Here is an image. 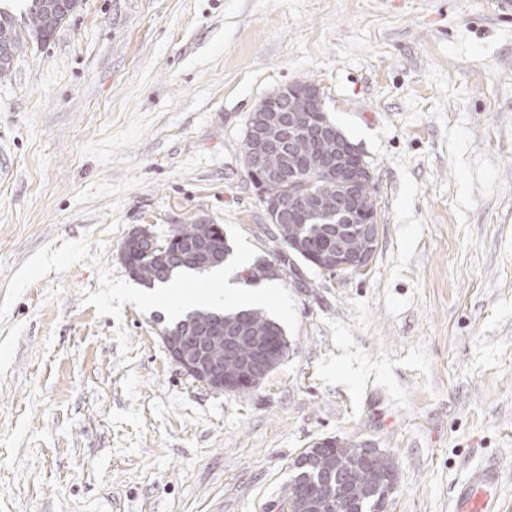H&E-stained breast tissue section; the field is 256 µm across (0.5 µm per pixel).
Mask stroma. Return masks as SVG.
Masks as SVG:
<instances>
[{"label":"stroma","instance_id":"obj_1","mask_svg":"<svg viewBox=\"0 0 512 512\" xmlns=\"http://www.w3.org/2000/svg\"><path fill=\"white\" fill-rule=\"evenodd\" d=\"M493 0H80L0 79V512H275L312 441L398 467L389 512H449L500 462L512 512V16ZM375 185L378 244L300 264L259 310L288 355L247 395L168 356L161 291L119 258L136 226L207 217L237 280L280 245L243 161L287 84Z\"/></svg>","mask_w":512,"mask_h":512}]
</instances>
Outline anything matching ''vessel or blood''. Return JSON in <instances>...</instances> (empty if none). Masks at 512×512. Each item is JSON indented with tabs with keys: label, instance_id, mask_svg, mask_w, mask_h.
Listing matches in <instances>:
<instances>
[{
	"label": "vessel or blood",
	"instance_id": "vessel-or-blood-1",
	"mask_svg": "<svg viewBox=\"0 0 512 512\" xmlns=\"http://www.w3.org/2000/svg\"><path fill=\"white\" fill-rule=\"evenodd\" d=\"M501 468L497 462H487L468 472L451 492L452 512H501L499 484Z\"/></svg>",
	"mask_w": 512,
	"mask_h": 512
}]
</instances>
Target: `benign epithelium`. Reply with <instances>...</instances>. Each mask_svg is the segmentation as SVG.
<instances>
[{
    "label": "benign epithelium",
    "instance_id": "7a95c632",
    "mask_svg": "<svg viewBox=\"0 0 512 512\" xmlns=\"http://www.w3.org/2000/svg\"><path fill=\"white\" fill-rule=\"evenodd\" d=\"M74 8V0H49L46 6L47 30H52L55 23L66 20ZM295 95L309 99L315 103H322L321 89L317 84L291 83L278 89L265 97L257 106V111L264 113L261 125L253 130L248 129L247 136L256 135L267 144V150L275 152L280 146V136L283 126L294 133L310 136H322L325 132H335L322 118V113L316 114L295 112L286 117L283 114L282 104L285 99ZM336 156L315 165L314 169L326 176L336 178V182L345 188L354 190L367 176L371 175L368 164L363 160L357 147L348 140L337 137ZM306 167V170L313 169ZM314 193L309 185L301 183L297 174L288 176V195L275 201L269 207V218L277 223V217L284 210L296 211L301 204L311 200ZM354 223L358 224L357 232L367 248H372L378 241V224L375 222V209L365 200L354 205L352 210ZM174 241L161 242L147 228L141 227L129 234L124 241L120 257H125L128 247L133 246L150 260L168 256ZM323 273L330 276L357 273L366 269L343 244L341 237H336V244L307 254ZM165 350L169 357L194 381L217 393L237 394L244 388H257L274 370L276 365L287 355L288 343L280 336H243L237 326L224 328L216 326L189 333L185 328L178 331L161 333ZM224 339V355L238 357L241 346H252V354L240 358L235 372L224 374L222 362L212 356L209 346L216 340ZM335 446V439L325 437L311 443L312 452L302 454L295 458L294 466L298 469L313 465L314 457ZM335 471L330 470L319 476V482L314 484L315 490H304L301 485H293L291 497L283 499L280 512H296V509L311 506L319 496L326 499L331 512H350L348 500L336 496V484L333 483ZM397 474L391 473L381 479L386 487L385 496L380 500V509L383 512L389 509L393 494L396 490Z\"/></svg>",
    "mask_w": 512,
    "mask_h": 512
}]
</instances>
